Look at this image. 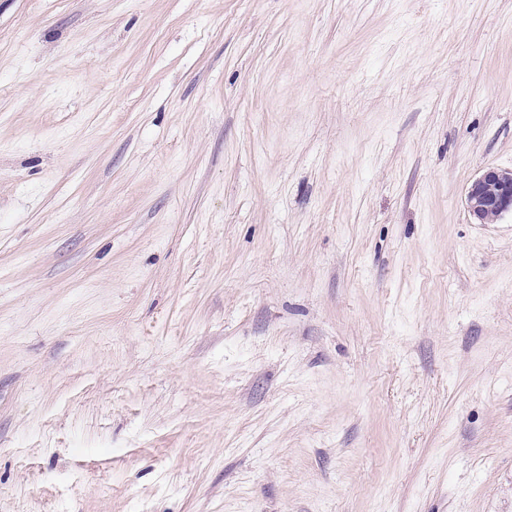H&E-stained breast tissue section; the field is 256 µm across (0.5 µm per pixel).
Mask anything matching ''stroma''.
<instances>
[{"label": "stroma", "instance_id": "35a3bbf8", "mask_svg": "<svg viewBox=\"0 0 512 512\" xmlns=\"http://www.w3.org/2000/svg\"><path fill=\"white\" fill-rule=\"evenodd\" d=\"M512 0H0V512H512ZM465 202L469 213L477 220L491 211V214L512 212V175L485 171L467 187Z\"/></svg>", "mask_w": 512, "mask_h": 512}]
</instances>
